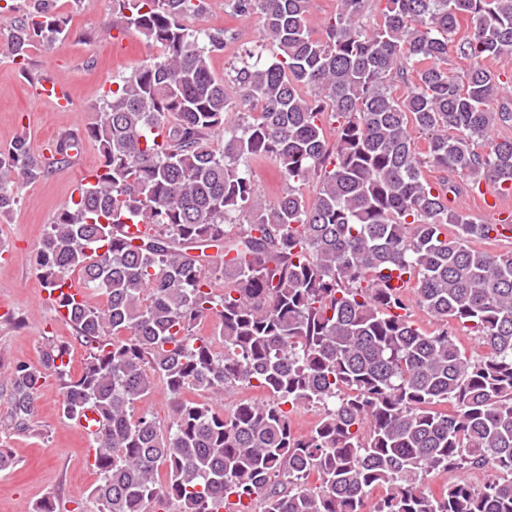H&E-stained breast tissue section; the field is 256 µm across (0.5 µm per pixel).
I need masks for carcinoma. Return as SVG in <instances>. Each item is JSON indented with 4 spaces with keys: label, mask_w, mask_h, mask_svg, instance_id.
Returning a JSON list of instances; mask_svg holds the SVG:
<instances>
[{
    "label": "carcinoma",
    "mask_w": 512,
    "mask_h": 512,
    "mask_svg": "<svg viewBox=\"0 0 512 512\" xmlns=\"http://www.w3.org/2000/svg\"><path fill=\"white\" fill-rule=\"evenodd\" d=\"M52 2L33 0L1 55L70 34ZM206 4L113 0L104 32L133 29L161 53L50 155L22 137L0 151V215L85 141L102 157L36 253L83 369L72 375L52 340L38 363L5 368L6 430H35L49 377L61 419L96 410L98 512H512V213L486 223L449 198L462 184L512 194V137L487 139L512 127V78L485 66L512 57V0H377L371 28L369 0H337L319 37L308 0H227L259 17L273 54L245 49L222 77L211 62L233 34L183 24ZM253 158L279 170L272 204ZM128 220L140 237L122 236ZM74 272L103 305L62 291ZM414 305L440 327L417 326ZM209 320L222 353L200 334ZM458 330L488 354H467ZM159 387L166 424L137 410ZM236 390L265 397L215 405ZM309 405L321 420L298 436L291 416ZM472 468L489 470L484 487L423 488L432 472Z\"/></svg>",
    "instance_id": "1"
}]
</instances>
